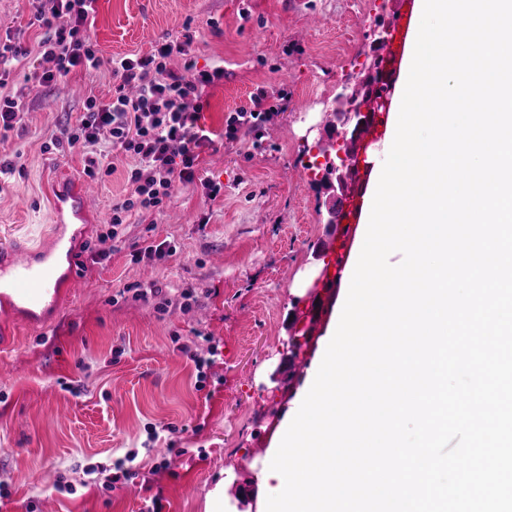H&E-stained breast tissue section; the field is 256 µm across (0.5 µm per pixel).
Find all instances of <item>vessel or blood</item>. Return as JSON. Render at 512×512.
I'll use <instances>...</instances> for the list:
<instances>
[{
    "label": "vessel or blood",
    "instance_id": "b4317fda",
    "mask_svg": "<svg viewBox=\"0 0 512 512\" xmlns=\"http://www.w3.org/2000/svg\"><path fill=\"white\" fill-rule=\"evenodd\" d=\"M92 186L84 179L64 173L56 179L51 198L52 232L41 244L28 245L15 240L0 247V299L29 314L55 305L62 275L77 270L73 239L63 227L84 223L87 196ZM336 278L323 279L319 293L303 312L304 327L315 330L335 294Z\"/></svg>",
    "mask_w": 512,
    "mask_h": 512
}]
</instances>
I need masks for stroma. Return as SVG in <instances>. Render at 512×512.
<instances>
[{
	"mask_svg": "<svg viewBox=\"0 0 512 512\" xmlns=\"http://www.w3.org/2000/svg\"><path fill=\"white\" fill-rule=\"evenodd\" d=\"M54 0H0V23L17 46L34 50L44 34L35 11ZM382 0H95L86 33L102 59L77 67L61 84L41 86L28 62L0 77V93L24 103L21 126L0 138V157L16 158L0 176V237L47 231L48 180L55 168L83 173L82 148L47 144L78 123L83 104L112 97L111 60L145 53L191 25L198 68L223 64L207 88L201 121L213 142L199 154L200 182L179 187L156 233L175 244L167 263L136 264L145 232L137 217L108 238L112 202L125 190L128 160L96 181L88 224L75 247L76 278L63 282L56 308L39 324L0 303V512H206V495L224 488V512H262V474L296 400L309 386L346 294L336 299L310 347L291 353V316L319 290L318 238L336 239L349 265L359 225L329 221V196L301 167L303 150L320 153L338 95L362 78ZM265 87L272 113L257 134L224 138L227 115ZM224 185L205 196L204 180ZM206 211L209 223H195ZM156 281L191 290V308L166 314L154 304L116 299L123 285ZM216 346L196 368L180 345ZM133 455V476L104 489L103 469Z\"/></svg>",
	"mask_w": 512,
	"mask_h": 512,
	"instance_id": "obj_1",
	"label": "stroma"
}]
</instances>
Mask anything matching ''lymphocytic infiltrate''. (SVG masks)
<instances>
[{
    "mask_svg": "<svg viewBox=\"0 0 512 512\" xmlns=\"http://www.w3.org/2000/svg\"><path fill=\"white\" fill-rule=\"evenodd\" d=\"M93 0H56L51 17L37 15L45 34L38 53L51 59L53 68L33 71V78L50 84L73 68L96 69L102 60L85 34ZM191 33L159 42L148 54L123 57L112 63L117 82L109 101L87 100L77 126L62 128L54 148L81 147L86 151L85 172L95 177L112 174L107 154L97 152L108 141L129 157L125 171L126 193L112 204V227L120 229L129 217L159 214L175 189L194 183L199 174V148L210 132L189 111V101L201 100L205 88L224 76L223 67L197 69L189 60ZM184 56L182 71L170 67L173 55Z\"/></svg>",
    "mask_w": 512,
    "mask_h": 512,
    "instance_id": "obj_1",
    "label": "lymphocytic infiltrate"
}]
</instances>
